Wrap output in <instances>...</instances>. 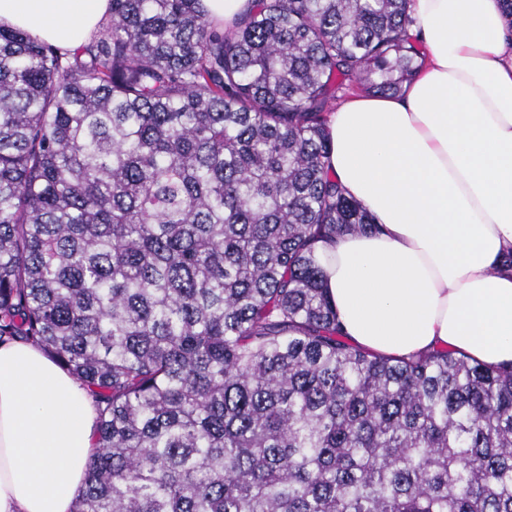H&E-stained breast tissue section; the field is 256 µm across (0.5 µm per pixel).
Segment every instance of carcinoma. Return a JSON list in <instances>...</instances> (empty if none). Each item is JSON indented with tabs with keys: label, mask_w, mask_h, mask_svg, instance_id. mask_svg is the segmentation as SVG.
<instances>
[{
	"label": "carcinoma",
	"mask_w": 512,
	"mask_h": 512,
	"mask_svg": "<svg viewBox=\"0 0 512 512\" xmlns=\"http://www.w3.org/2000/svg\"><path fill=\"white\" fill-rule=\"evenodd\" d=\"M411 0H112L72 51L0 27V342L95 399L72 512H512V364L343 333L320 245L375 228L328 167L397 95ZM251 0H203L209 20L231 24L251 7Z\"/></svg>",
	"instance_id": "obj_1"
}]
</instances>
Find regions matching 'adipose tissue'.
I'll return each instance as SVG.
<instances>
[{"instance_id": "adipose-tissue-1", "label": "adipose tissue", "mask_w": 512, "mask_h": 512, "mask_svg": "<svg viewBox=\"0 0 512 512\" xmlns=\"http://www.w3.org/2000/svg\"><path fill=\"white\" fill-rule=\"evenodd\" d=\"M111 0H0V25L86 43ZM426 49L396 96L330 116V166L375 231L322 246L348 338L401 357L512 362V32L500 0H412ZM89 393L39 347L0 344V512H71L95 452Z\"/></svg>"}]
</instances>
